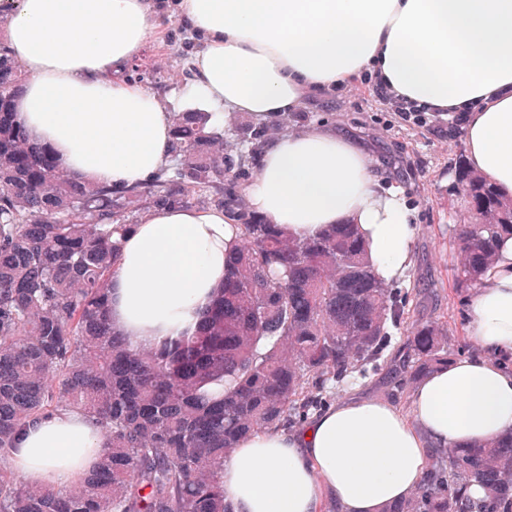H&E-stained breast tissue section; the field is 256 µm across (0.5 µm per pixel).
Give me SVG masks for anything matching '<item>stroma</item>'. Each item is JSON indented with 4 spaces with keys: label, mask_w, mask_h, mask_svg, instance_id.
Here are the masks:
<instances>
[{
    "label": "stroma",
    "mask_w": 512,
    "mask_h": 512,
    "mask_svg": "<svg viewBox=\"0 0 512 512\" xmlns=\"http://www.w3.org/2000/svg\"><path fill=\"white\" fill-rule=\"evenodd\" d=\"M163 13L161 40L148 42L124 76L131 82L143 81L165 97L187 70L197 40L174 7H164ZM142 70L149 71L148 79H139ZM321 124L353 139L367 152L376 174L400 191L416 226L413 263L394 283L405 306L406 325L394 331L382 366L334 390L331 399L370 397L402 407L406 395L395 387L393 378L405 358L407 325L418 320L443 321L453 340L463 345V357L479 352L468 334L474 291L457 286L453 269L451 228L477 220L456 185L458 169L467 164L465 140L448 138L443 132L448 119L436 112L429 113L423 123L405 121L389 100L374 93L367 79L313 94L302 111L288 115L292 129Z\"/></svg>",
    "instance_id": "obj_1"
}]
</instances>
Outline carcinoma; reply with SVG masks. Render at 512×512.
<instances>
[{"instance_id":"1","label":"carcinoma","mask_w":512,"mask_h":512,"mask_svg":"<svg viewBox=\"0 0 512 512\" xmlns=\"http://www.w3.org/2000/svg\"><path fill=\"white\" fill-rule=\"evenodd\" d=\"M23 77L0 42V103ZM168 163L143 184H86L44 166L48 149L0 112V463L38 419L77 410L106 436L98 469L55 489L0 475V512H228L224 460L262 429L297 423L324 404L329 384L376 368L405 307L379 280L355 224L309 234L270 228L237 184L249 159L282 129L224 131L205 112L171 117ZM481 203L453 229L458 281L477 284L512 238V199L481 176L459 177ZM222 208L235 221L224 288L195 333L153 351L131 347L110 319L117 235L149 207ZM403 385L448 362V329H410ZM479 483L484 496L471 500ZM512 431L434 453L408 499L383 512H509Z\"/></svg>"}]
</instances>
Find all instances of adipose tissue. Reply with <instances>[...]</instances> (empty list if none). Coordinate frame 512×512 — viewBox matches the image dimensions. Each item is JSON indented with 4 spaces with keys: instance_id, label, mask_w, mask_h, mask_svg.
<instances>
[{
    "instance_id": "1",
    "label": "adipose tissue",
    "mask_w": 512,
    "mask_h": 512,
    "mask_svg": "<svg viewBox=\"0 0 512 512\" xmlns=\"http://www.w3.org/2000/svg\"><path fill=\"white\" fill-rule=\"evenodd\" d=\"M203 40L184 101L257 121L304 109L309 95L369 78L392 97L464 113L470 168L512 197V0H179ZM153 0H0V38L25 80L16 110L71 176L141 184L170 153L160 95L121 73L159 30ZM266 223L311 233L358 225L377 277L412 265V214L348 137L316 126L265 148L248 184ZM238 243L224 210L150 207L125 234L111 278V318L135 348L194 333L224 286ZM468 329L481 355L437 368L407 409L345 399L303 426L249 436L224 462L231 512H383L411 497L436 449L512 430V239L483 272ZM105 446L78 411L30 424L14 465L63 488Z\"/></svg>"
}]
</instances>
